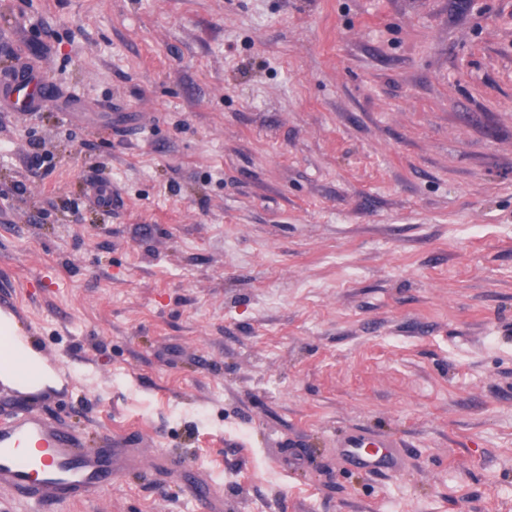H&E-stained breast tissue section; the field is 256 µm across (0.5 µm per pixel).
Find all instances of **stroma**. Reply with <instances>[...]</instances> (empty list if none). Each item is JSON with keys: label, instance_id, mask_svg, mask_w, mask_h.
<instances>
[{"label": "stroma", "instance_id": "stroma-1", "mask_svg": "<svg viewBox=\"0 0 512 512\" xmlns=\"http://www.w3.org/2000/svg\"><path fill=\"white\" fill-rule=\"evenodd\" d=\"M20 69L0 303L68 380L0 422L143 461L0 512H512V0H0ZM340 454L352 464L376 473L395 474L400 468V448L396 443H386L380 439H366L356 435H346L337 445ZM377 448H385L382 453H369Z\"/></svg>", "mask_w": 512, "mask_h": 512}]
</instances>
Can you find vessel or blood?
<instances>
[{
	"label": "vessel or blood",
	"mask_w": 512,
	"mask_h": 512,
	"mask_svg": "<svg viewBox=\"0 0 512 512\" xmlns=\"http://www.w3.org/2000/svg\"><path fill=\"white\" fill-rule=\"evenodd\" d=\"M36 82L30 72L0 77V105L15 112L33 108ZM352 464L390 475L400 468L396 443L348 435L338 445ZM139 449L114 443L103 450L79 449L75 437L45 416L28 412L0 424V489L36 502H65L95 495L113 476L139 466Z\"/></svg>",
	"instance_id": "vessel-or-blood-1"
}]
</instances>
